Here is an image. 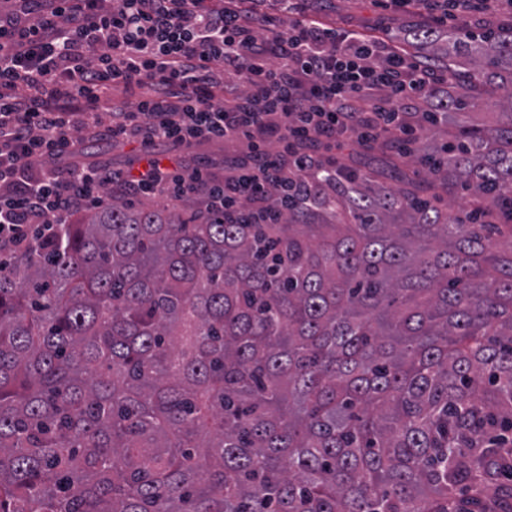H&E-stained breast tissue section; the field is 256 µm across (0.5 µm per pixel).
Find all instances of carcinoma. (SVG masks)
<instances>
[{
  "instance_id": "carcinoma-1",
  "label": "carcinoma",
  "mask_w": 512,
  "mask_h": 512,
  "mask_svg": "<svg viewBox=\"0 0 512 512\" xmlns=\"http://www.w3.org/2000/svg\"><path fill=\"white\" fill-rule=\"evenodd\" d=\"M449 65L434 180L375 175L283 224L120 197L0 270V512H448L512 474V22L413 27ZM465 189L485 221L424 194Z\"/></svg>"
}]
</instances>
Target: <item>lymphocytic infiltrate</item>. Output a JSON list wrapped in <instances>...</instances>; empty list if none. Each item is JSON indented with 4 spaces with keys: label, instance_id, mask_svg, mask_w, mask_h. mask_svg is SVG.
Wrapping results in <instances>:
<instances>
[{
    "label": "lymphocytic infiltrate",
    "instance_id": "obj_1",
    "mask_svg": "<svg viewBox=\"0 0 512 512\" xmlns=\"http://www.w3.org/2000/svg\"><path fill=\"white\" fill-rule=\"evenodd\" d=\"M0 11V257L52 238L119 186L203 196L228 224H279L303 184L332 179L347 141L413 142L412 105L448 89L399 47L320 22L310 0H13ZM237 86L225 85V76ZM139 91L134 108L112 90ZM248 142L245 157L116 171L74 160L84 140Z\"/></svg>",
    "mask_w": 512,
    "mask_h": 512
}]
</instances>
